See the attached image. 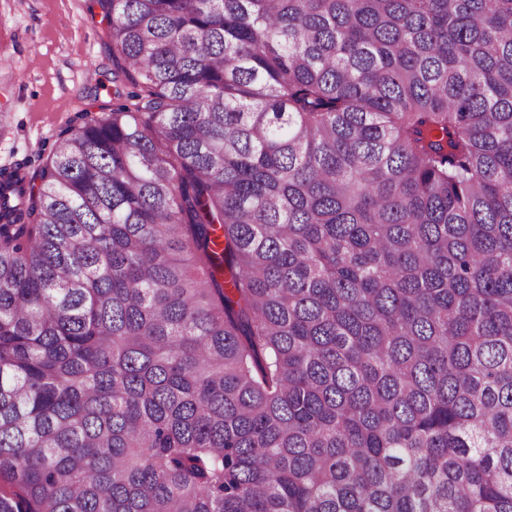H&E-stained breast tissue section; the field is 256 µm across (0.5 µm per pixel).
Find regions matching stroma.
<instances>
[{
  "mask_svg": "<svg viewBox=\"0 0 512 512\" xmlns=\"http://www.w3.org/2000/svg\"><path fill=\"white\" fill-rule=\"evenodd\" d=\"M96 0H0V168L38 166L82 112L112 107Z\"/></svg>",
  "mask_w": 512,
  "mask_h": 512,
  "instance_id": "35a3bbf8",
  "label": "stroma"
}]
</instances>
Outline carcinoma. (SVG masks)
<instances>
[{"label":"carcinoma","instance_id":"obj_1","mask_svg":"<svg viewBox=\"0 0 512 512\" xmlns=\"http://www.w3.org/2000/svg\"><path fill=\"white\" fill-rule=\"evenodd\" d=\"M98 4L126 102L0 169V512H512V0Z\"/></svg>","mask_w":512,"mask_h":512}]
</instances>
